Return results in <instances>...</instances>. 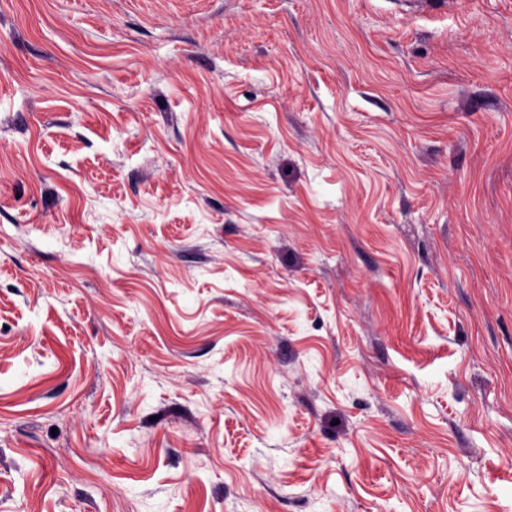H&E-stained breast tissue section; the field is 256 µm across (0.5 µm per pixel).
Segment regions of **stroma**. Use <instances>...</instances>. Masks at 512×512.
Segmentation results:
<instances>
[{"label":"stroma","mask_w":512,"mask_h":512,"mask_svg":"<svg viewBox=\"0 0 512 512\" xmlns=\"http://www.w3.org/2000/svg\"><path fill=\"white\" fill-rule=\"evenodd\" d=\"M0 512H512V0H0Z\"/></svg>","instance_id":"obj_1"}]
</instances>
